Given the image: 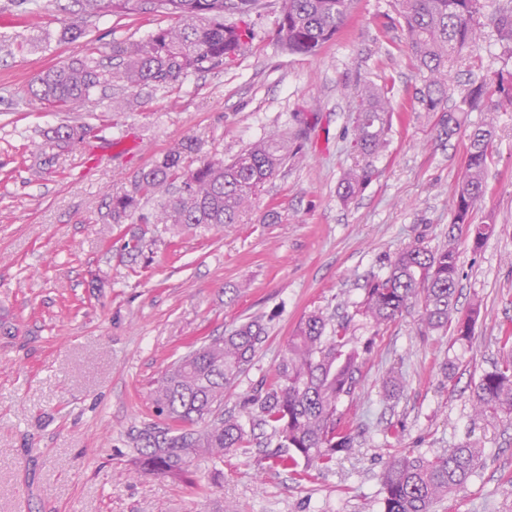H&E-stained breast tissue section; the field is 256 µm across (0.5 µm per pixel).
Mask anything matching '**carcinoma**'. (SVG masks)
Wrapping results in <instances>:
<instances>
[{"mask_svg":"<svg viewBox=\"0 0 512 512\" xmlns=\"http://www.w3.org/2000/svg\"><path fill=\"white\" fill-rule=\"evenodd\" d=\"M84 9L114 16L159 12L175 23L158 29L145 42L112 45L115 70L89 54L52 68L36 79L31 104L40 111L70 110L90 100L103 83L117 79L132 87L166 86L184 76L218 69L247 53L254 39L250 16L257 0H80ZM403 20L406 46L412 54L422 86L424 112H438L439 123L451 135L464 112H485L487 119L470 134L466 173L453 197L451 223L464 227L474 245L495 230L493 224H474L471 214L486 192L485 174L492 145L495 114L512 112V75L499 76L492 85L471 84L459 104L448 108L453 87L449 73L454 54L479 45L484 22L481 0H396ZM352 0H279L276 39L291 53L315 55L344 25ZM237 14L240 24L227 26L224 15ZM498 42L512 58V7L494 21ZM353 141L369 157L384 148L396 108L385 91L371 82L357 90ZM87 136V128L57 129L52 143L60 147ZM300 147L277 135L250 144L227 162L194 163L198 148L188 141L141 172L132 188L112 197V223L124 224L140 200L157 196L154 213L143 224H168L176 229L219 228L245 224L261 187ZM370 162L349 169L340 180L342 200L354 198L372 179ZM458 287V251L450 245L438 250L415 243L390 262L386 275L372 281L356 313L376 328L395 321L408 305H420L424 330L453 328L456 340L474 336L480 305L455 317ZM268 337L258 318L241 323L226 336L190 352L171 365L152 393V404L165 426L138 433L136 465L147 475L179 476L193 458L213 466L224 455L245 447L246 422L259 421L277 440L278 464L285 470L304 464L299 477L328 464L354 445L343 425L339 404L354 397L363 377L369 345L353 343L347 324H334L320 312L301 320L270 382L249 395L237 415L212 420L213 407L224 400V387L251 365ZM506 353L474 383L473 401L485 419L512 417V328L502 330ZM482 449L466 441L441 453L401 454L389 457L382 473L383 512H431L438 501L457 492L480 465Z\"/></svg>","mask_w":512,"mask_h":512,"instance_id":"cac0c4a2","label":"carcinoma"}]
</instances>
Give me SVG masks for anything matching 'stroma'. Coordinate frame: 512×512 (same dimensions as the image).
<instances>
[{
  "label": "stroma",
  "mask_w": 512,
  "mask_h": 512,
  "mask_svg": "<svg viewBox=\"0 0 512 512\" xmlns=\"http://www.w3.org/2000/svg\"><path fill=\"white\" fill-rule=\"evenodd\" d=\"M9 5L0 0V35L14 40L0 57V512H383L389 456L469 438L483 443V460L435 512H512V421L477 418L472 394L512 324V112L496 119L487 191L472 214L496 232L476 246L458 237L451 209L469 134L485 115L465 113L449 136L437 114L420 111L395 0H354L314 56L282 50L278 4L259 0L247 56L168 87L106 84L63 112L32 109L39 73L92 48L105 56L113 42L147 40L170 17L120 19L74 0H39L12 26ZM71 22L82 36L61 39ZM502 68L488 25L481 46L459 54L451 82L460 93L496 81ZM363 81L405 111L372 159L376 176L346 203L337 188L362 161L352 117ZM116 100L124 111H113ZM83 125L92 128L84 142L51 145L58 127ZM286 128L306 131L302 154L265 183L250 223L179 235L153 224L140 253L125 250L158 200L142 198L124 224L113 223L109 205L151 163L189 140L199 158L228 160ZM451 240L455 313L481 306L471 342L421 333L415 306L378 329L357 315L368 284L402 249ZM314 311L349 319L354 340L371 346L354 399L341 404L355 436L349 453L303 481L265 459L270 431L257 426L246 452L227 454L220 472L195 460L184 479L137 473L135 438L163 422L151 392L171 363L248 318L264 319L265 343L224 390L225 413H237ZM394 376L403 388L392 397ZM391 428L398 438L387 437Z\"/></svg>",
  "instance_id": "stroma-1"
}]
</instances>
